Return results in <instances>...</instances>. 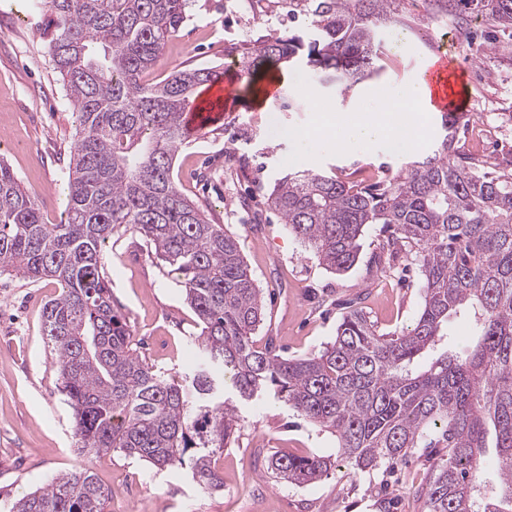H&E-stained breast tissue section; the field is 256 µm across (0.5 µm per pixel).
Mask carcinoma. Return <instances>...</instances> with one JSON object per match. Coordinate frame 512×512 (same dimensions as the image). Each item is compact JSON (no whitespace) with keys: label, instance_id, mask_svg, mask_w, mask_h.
I'll return each instance as SVG.
<instances>
[{"label":"carcinoma","instance_id":"1","mask_svg":"<svg viewBox=\"0 0 512 512\" xmlns=\"http://www.w3.org/2000/svg\"><path fill=\"white\" fill-rule=\"evenodd\" d=\"M311 37L275 34L242 47L241 71L287 62L307 51L322 84L349 88L378 59V23L392 0H312ZM487 21L512 32V0H475ZM49 14L55 69L79 125L69 163L68 201L59 224L0 163V274L52 279L61 294L43 308L55 354L56 385L72 409L81 455L119 452L159 469L186 468L204 491L224 487L213 458L236 440L238 403L273 400L331 432L340 456L365 472L414 448L436 458L420 495L424 512H512V175L492 177L455 147L461 117L436 150L371 184L308 170L290 172L267 196L288 232L325 270L348 273L371 224L382 248L412 256L422 306L413 327L383 333L360 308L318 353L284 357L253 340L263 321L260 288L239 239L214 224L178 188L175 153L189 137L183 113L212 68L176 69L160 82L144 75L187 17L188 0H39ZM139 233L176 274L198 319L196 368L178 381L137 353L115 309L103 251L121 228ZM473 317L462 352L442 344L448 319ZM430 365L416 370L423 354ZM235 396L224 397V377ZM495 453L486 458V438ZM496 475L481 494L484 460ZM326 456L277 452L276 482L315 483ZM112 490L87 467L61 473L10 512H106Z\"/></svg>","mask_w":512,"mask_h":512}]
</instances>
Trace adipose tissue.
Listing matches in <instances>:
<instances>
[{
  "label": "adipose tissue",
  "instance_id": "obj_1",
  "mask_svg": "<svg viewBox=\"0 0 512 512\" xmlns=\"http://www.w3.org/2000/svg\"><path fill=\"white\" fill-rule=\"evenodd\" d=\"M433 94L424 81H416L401 89L395 103L384 104L379 111L369 110L365 103H358L355 117L343 127H335L329 116H321L317 125L309 129H289L285 135L291 139L319 147L328 139L337 144L372 150L379 141H386L390 151L415 153L423 136L426 115L433 106Z\"/></svg>",
  "mask_w": 512,
  "mask_h": 512
}]
</instances>
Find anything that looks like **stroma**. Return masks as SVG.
<instances>
[{
    "mask_svg": "<svg viewBox=\"0 0 512 512\" xmlns=\"http://www.w3.org/2000/svg\"><path fill=\"white\" fill-rule=\"evenodd\" d=\"M391 10L377 29L375 72L350 90L318 83L303 60L262 66L243 76L237 115L193 137L174 159L173 178L184 195L240 239L264 304L257 345L274 339L291 357L333 341L354 299L388 333L411 328L422 298L417 266L406 255L383 251L380 225L366 230L357 265L338 276L318 265L265 202L266 192L294 169L342 178L355 168H378L388 176L404 170L408 155L382 144L367 153L329 144L313 154L284 130L312 126L323 113L346 121L367 89L412 82L441 52L462 66L471 95V127L456 141L460 153L482 158L492 174H512V50L491 47L489 24L473 5L451 15L439 0H394ZM310 26V16L289 14L284 0H189L184 24L145 79L159 82L182 67L232 69L244 42L301 34ZM46 28L47 16L32 0H0V159L44 222L57 224L78 125ZM275 76L283 81L279 97L256 108ZM307 88L316 93L320 112L311 110ZM484 122L495 133L473 148L471 129ZM103 261L114 304L140 354L165 377L181 378L195 364L191 338L199 329L174 274L129 230L113 235ZM59 293L51 280L0 275V512L81 464L111 488L107 512H423L417 490L430 477L434 449L416 448L395 463L356 473L338 460L335 435L280 403L242 405L246 422L217 461L224 477L217 491H201L185 470L160 471L118 452L79 457L72 411L56 388L54 355L43 335V307ZM277 451L316 453L335 463L316 483L277 484L263 470L265 456Z\"/></svg>",
    "mask_w": 512,
    "mask_h": 512,
    "instance_id": "35a3bbf8",
    "label": "stroma"
}]
</instances>
